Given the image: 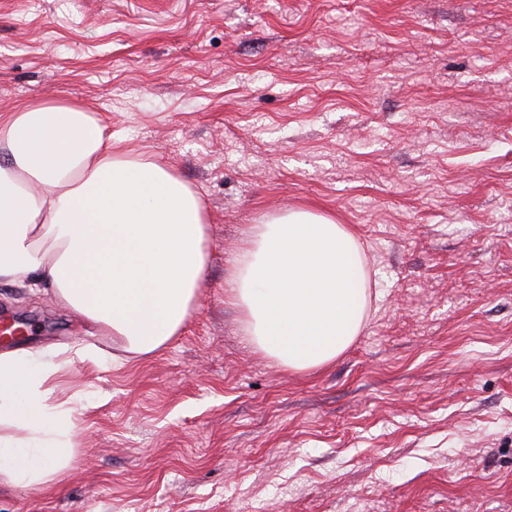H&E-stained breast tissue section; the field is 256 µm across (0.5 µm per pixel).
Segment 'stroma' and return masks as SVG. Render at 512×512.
Listing matches in <instances>:
<instances>
[{"instance_id": "35a3bbf8", "label": "stroma", "mask_w": 512, "mask_h": 512, "mask_svg": "<svg viewBox=\"0 0 512 512\" xmlns=\"http://www.w3.org/2000/svg\"><path fill=\"white\" fill-rule=\"evenodd\" d=\"M46 100L199 193L207 269L148 355L0 284L19 348L110 356L56 378L74 467L0 512H512V0H0V113ZM300 209L355 236L372 298L295 372L225 290Z\"/></svg>"}]
</instances>
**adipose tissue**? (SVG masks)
Returning a JSON list of instances; mask_svg holds the SVG:
<instances>
[{"label":"adipose tissue","instance_id":"ef3b65f1","mask_svg":"<svg viewBox=\"0 0 512 512\" xmlns=\"http://www.w3.org/2000/svg\"><path fill=\"white\" fill-rule=\"evenodd\" d=\"M208 218L169 167L116 153L78 103L0 115V283H46L129 352L180 331L204 277ZM227 301L255 350L292 371L322 367L358 336L368 270L352 233L312 211L254 225ZM55 354L0 353V482L40 491L71 468L73 406L50 404Z\"/></svg>","mask_w":512,"mask_h":512}]
</instances>
